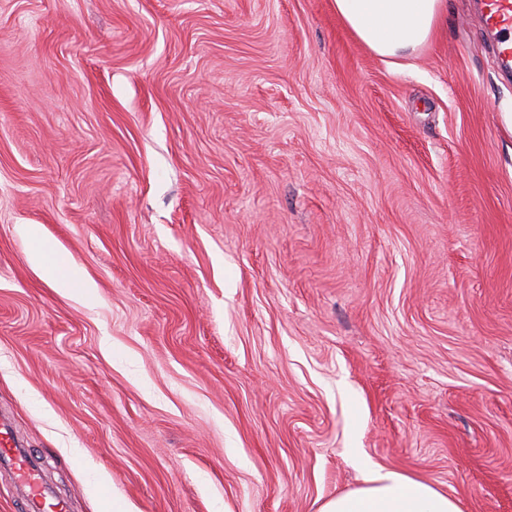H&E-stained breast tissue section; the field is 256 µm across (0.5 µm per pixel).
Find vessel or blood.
<instances>
[{"label": "vessel or blood", "mask_w": 512, "mask_h": 512, "mask_svg": "<svg viewBox=\"0 0 512 512\" xmlns=\"http://www.w3.org/2000/svg\"><path fill=\"white\" fill-rule=\"evenodd\" d=\"M479 26L495 34V54L502 66L512 65V0H481ZM7 461L16 484L26 487V512H69L66 502L48 498L43 478L29 457L15 444L11 432L0 430V461Z\"/></svg>", "instance_id": "obj_1"}]
</instances>
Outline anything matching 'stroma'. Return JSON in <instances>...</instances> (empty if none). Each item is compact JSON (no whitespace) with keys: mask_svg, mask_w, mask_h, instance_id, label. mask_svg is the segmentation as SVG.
Masks as SVG:
<instances>
[{"mask_svg":"<svg viewBox=\"0 0 512 512\" xmlns=\"http://www.w3.org/2000/svg\"><path fill=\"white\" fill-rule=\"evenodd\" d=\"M333 0H0V420L71 512H512V74ZM95 284L51 287L23 225ZM355 38L383 59L408 57L427 44L448 14L447 0H334ZM318 512H461L432 484L396 471L371 469L364 485L324 501Z\"/></svg>","mask_w":512,"mask_h":512,"instance_id":"35a3bbf8","label":"stroma"}]
</instances>
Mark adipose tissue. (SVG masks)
Instances as JSON below:
<instances>
[{
  "label": "adipose tissue",
  "instance_id": "ef3b65f1",
  "mask_svg": "<svg viewBox=\"0 0 512 512\" xmlns=\"http://www.w3.org/2000/svg\"><path fill=\"white\" fill-rule=\"evenodd\" d=\"M337 16L375 56L407 57L427 44L448 13L447 0H334ZM23 234L33 240L30 263L43 269L54 287L93 298L94 285L72 262L39 244L36 226ZM318 512H461L457 500L432 484L383 469L370 470L363 486L324 501Z\"/></svg>",
  "mask_w": 512,
  "mask_h": 512
}]
</instances>
